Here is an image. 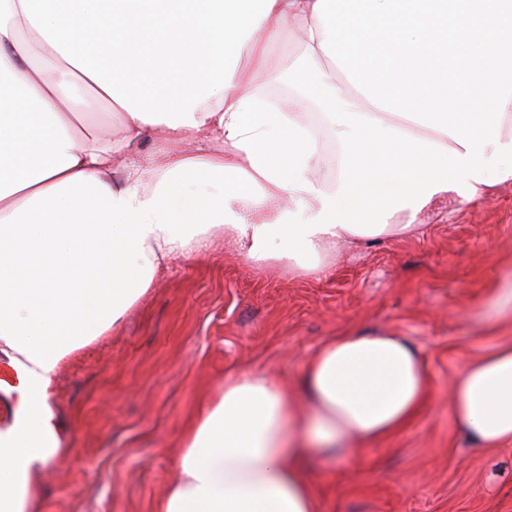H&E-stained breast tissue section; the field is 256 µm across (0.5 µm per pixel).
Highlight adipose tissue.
<instances>
[{"label": "adipose tissue", "mask_w": 512, "mask_h": 512, "mask_svg": "<svg viewBox=\"0 0 512 512\" xmlns=\"http://www.w3.org/2000/svg\"><path fill=\"white\" fill-rule=\"evenodd\" d=\"M315 3L0 0V393L15 403L0 416V512H35L38 475L61 452L63 358L117 327L171 260L208 250L214 228L245 257L263 224L299 208L317 216L320 193L340 187L320 177L318 152L304 173L314 192L278 187L228 137L287 29L354 112L454 147L356 91L320 48ZM88 103L107 107L114 132L87 124ZM364 241L337 226L313 235L317 266L275 263L321 280ZM430 391L411 343L360 331L323 343L294 392L264 372L227 375L183 437L161 512H319L310 450L333 456L392 435ZM448 404L476 447L512 444V344L468 362Z\"/></svg>", "instance_id": "obj_1"}]
</instances>
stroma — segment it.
Returning a JSON list of instances; mask_svg holds the SVG:
<instances>
[{
  "label": "stroma",
  "instance_id": "stroma-1",
  "mask_svg": "<svg viewBox=\"0 0 512 512\" xmlns=\"http://www.w3.org/2000/svg\"><path fill=\"white\" fill-rule=\"evenodd\" d=\"M512 276V182L422 235L346 251L312 281L216 247L176 260L119 326L66 356L53 401L68 449L43 473L41 512H160L181 437L233 371L297 387L323 342L392 333L424 358L432 397L389 439L313 456L322 512H512V445L474 448L448 408L470 360L512 343V319L482 317Z\"/></svg>",
  "mask_w": 512,
  "mask_h": 512
}]
</instances>
